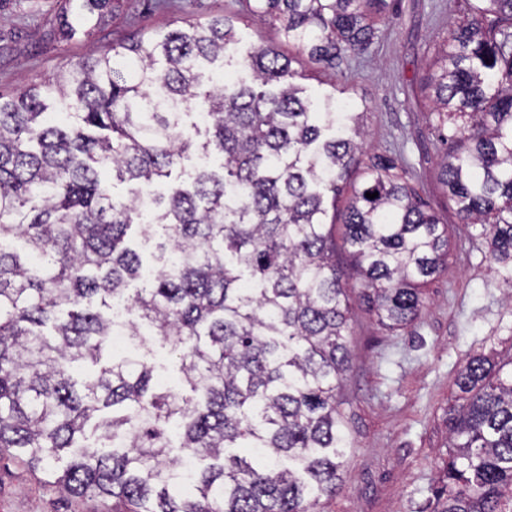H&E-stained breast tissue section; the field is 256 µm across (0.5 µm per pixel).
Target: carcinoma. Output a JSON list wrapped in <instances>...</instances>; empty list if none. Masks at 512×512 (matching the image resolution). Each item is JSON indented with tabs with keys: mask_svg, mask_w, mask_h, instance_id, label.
Wrapping results in <instances>:
<instances>
[{
	"mask_svg": "<svg viewBox=\"0 0 512 512\" xmlns=\"http://www.w3.org/2000/svg\"><path fill=\"white\" fill-rule=\"evenodd\" d=\"M67 2L62 40L91 35L110 5ZM464 2L421 85L429 121L454 127L445 208L510 289L512 0ZM386 6L253 0L247 11L315 68L341 72L369 53ZM236 41L219 14L0 94V449L67 497L111 498L112 512H316L353 447L339 400L349 293L405 329L448 265L447 217L401 159L365 157L366 106L303 96L294 79L306 75L275 45L244 58L248 83L204 79ZM193 151L217 152L219 167L169 181ZM116 181L137 188L120 198ZM134 227L157 237L151 272ZM117 301L138 311L128 334L166 349L193 396L157 385L150 350L111 357ZM81 364L96 370L78 381ZM455 386L432 512H506L512 356H471Z\"/></svg>",
	"mask_w": 512,
	"mask_h": 512,
	"instance_id": "cac0c4a2",
	"label": "carcinoma"
}]
</instances>
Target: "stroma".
<instances>
[{
	"label": "stroma",
	"mask_w": 512,
	"mask_h": 512,
	"mask_svg": "<svg viewBox=\"0 0 512 512\" xmlns=\"http://www.w3.org/2000/svg\"><path fill=\"white\" fill-rule=\"evenodd\" d=\"M64 0H0V92L81 61L95 49L140 33H164L182 21L235 18L239 53L280 45L269 24L245 17V0H113L112 18L93 40H59ZM370 53L339 73L316 71L309 97L348 87L366 104L368 154L401 157L421 195L442 208L438 162L449 129L431 126L418 86L463 0H387ZM452 249L444 274L426 288L425 307L409 328L391 332L354 304L352 368L341 411L354 442L339 490L326 512H430L438 470L447 457L448 403L455 377L476 353L512 355V302L481 239L449 219ZM0 512H112L96 497L62 496L41 473L0 459Z\"/></svg>",
	"instance_id": "35a3bbf8"
}]
</instances>
